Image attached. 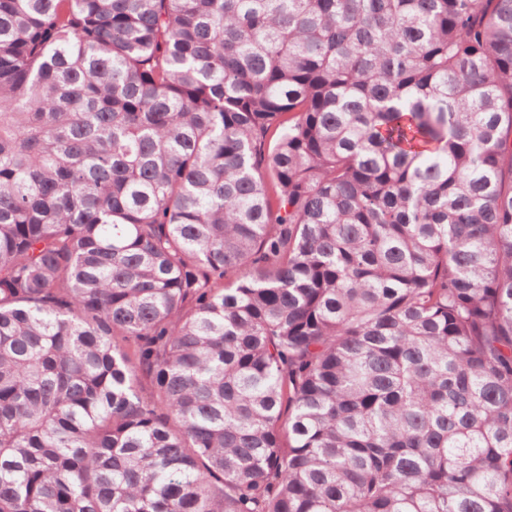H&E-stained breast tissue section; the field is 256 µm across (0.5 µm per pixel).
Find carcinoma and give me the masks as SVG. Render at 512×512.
<instances>
[{"label":"carcinoma","mask_w":512,"mask_h":512,"mask_svg":"<svg viewBox=\"0 0 512 512\" xmlns=\"http://www.w3.org/2000/svg\"><path fill=\"white\" fill-rule=\"evenodd\" d=\"M0 512H512V0H0Z\"/></svg>","instance_id":"obj_1"}]
</instances>
